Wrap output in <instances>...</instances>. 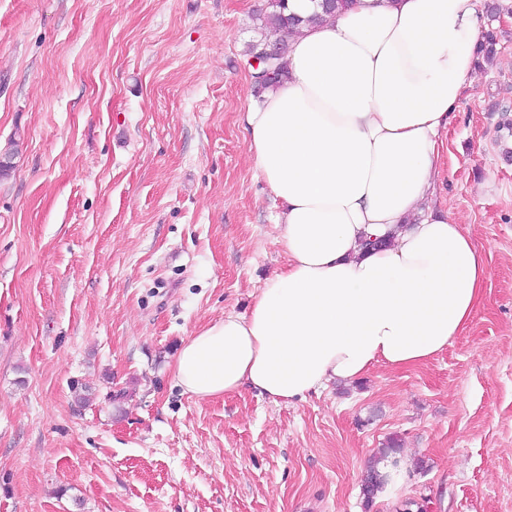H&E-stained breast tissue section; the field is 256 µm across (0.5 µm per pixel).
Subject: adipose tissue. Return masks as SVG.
<instances>
[{"label": "adipose tissue", "mask_w": 512, "mask_h": 512, "mask_svg": "<svg viewBox=\"0 0 512 512\" xmlns=\"http://www.w3.org/2000/svg\"><path fill=\"white\" fill-rule=\"evenodd\" d=\"M480 6L353 0L290 36L287 80L244 114L250 157L283 204L287 262L249 313L184 341V392L289 403L377 363L425 364L465 330L487 266L429 202L476 74ZM375 238L385 247L365 248Z\"/></svg>", "instance_id": "adipose-tissue-1"}]
</instances>
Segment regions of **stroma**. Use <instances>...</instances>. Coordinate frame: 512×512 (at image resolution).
Instances as JSON below:
<instances>
[{
    "label": "stroma",
    "instance_id": "1",
    "mask_svg": "<svg viewBox=\"0 0 512 512\" xmlns=\"http://www.w3.org/2000/svg\"><path fill=\"white\" fill-rule=\"evenodd\" d=\"M443 136L430 202L488 269L428 363L288 404L200 400L183 341L285 263L248 154L268 0H0V512H512V0ZM89 396L90 405L80 403ZM398 440L403 482L361 478Z\"/></svg>",
    "mask_w": 512,
    "mask_h": 512
}]
</instances>
